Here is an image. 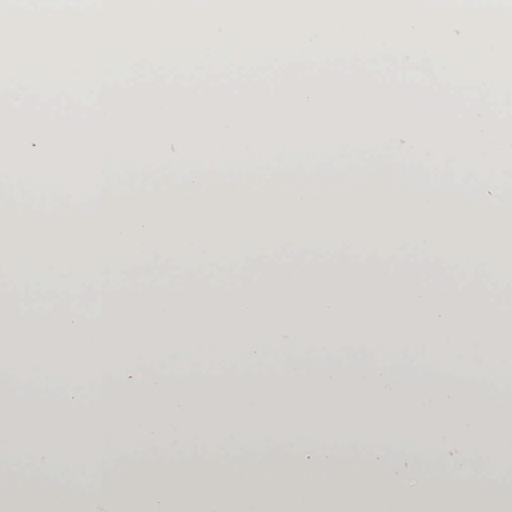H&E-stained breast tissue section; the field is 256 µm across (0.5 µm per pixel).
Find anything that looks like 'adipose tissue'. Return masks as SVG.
<instances>
[{
	"label": "adipose tissue",
	"instance_id": "1",
	"mask_svg": "<svg viewBox=\"0 0 512 512\" xmlns=\"http://www.w3.org/2000/svg\"><path fill=\"white\" fill-rule=\"evenodd\" d=\"M147 147L152 169L118 170ZM251 151L266 162L238 165ZM508 158L512 127L479 137L412 124L215 125L25 143L0 178V264L41 266L45 297L68 279L93 289L68 294L52 319L1 322L0 382L76 401L92 369L105 410L78 420L0 405L10 463L0 512H83L77 483L54 480L89 448L110 452L107 512H245L252 482L258 512H512L511 498L434 487L420 466L500 459L512 420L480 422L457 393L428 399L414 384L444 366L489 386L512 367V205L496 179ZM90 169L91 196L46 207L45 188ZM258 253L283 268L304 258L308 274L260 288H123L132 266L221 270ZM328 253L400 270L444 260L494 285L364 288L326 265ZM356 356L366 365L350 386ZM206 359L257 370L275 360L293 374L224 385L205 379ZM349 446L371 453L358 464ZM387 454L395 471L376 462Z\"/></svg>",
	"mask_w": 512,
	"mask_h": 512
}]
</instances>
